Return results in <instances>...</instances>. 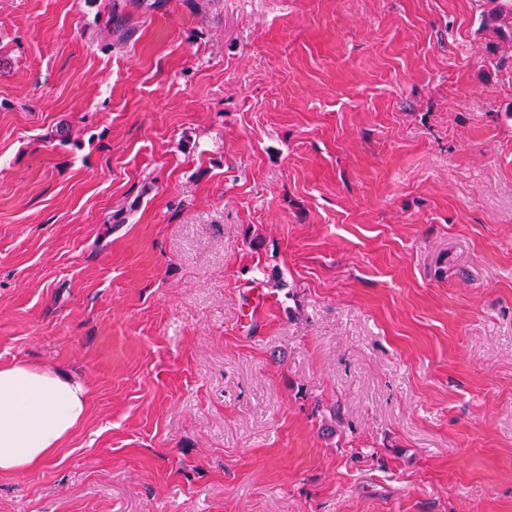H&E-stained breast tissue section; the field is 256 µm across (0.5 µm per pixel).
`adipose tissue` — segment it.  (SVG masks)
Masks as SVG:
<instances>
[{
  "mask_svg": "<svg viewBox=\"0 0 512 512\" xmlns=\"http://www.w3.org/2000/svg\"><path fill=\"white\" fill-rule=\"evenodd\" d=\"M88 407L86 387L67 375L1 365L0 477H20L50 462Z\"/></svg>",
  "mask_w": 512,
  "mask_h": 512,
  "instance_id": "1",
  "label": "adipose tissue"
}]
</instances>
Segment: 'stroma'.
I'll return each instance as SVG.
<instances>
[{
  "instance_id": "stroma-1",
  "label": "stroma",
  "mask_w": 512,
  "mask_h": 512,
  "mask_svg": "<svg viewBox=\"0 0 512 512\" xmlns=\"http://www.w3.org/2000/svg\"><path fill=\"white\" fill-rule=\"evenodd\" d=\"M484 7L0 0V364L90 393L0 512H512Z\"/></svg>"
}]
</instances>
